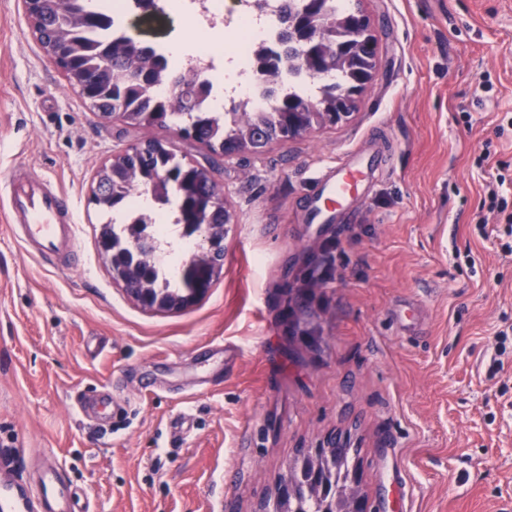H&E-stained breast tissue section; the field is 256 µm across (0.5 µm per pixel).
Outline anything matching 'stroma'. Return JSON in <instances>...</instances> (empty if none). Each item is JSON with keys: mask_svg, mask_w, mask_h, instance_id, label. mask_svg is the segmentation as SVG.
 <instances>
[{"mask_svg": "<svg viewBox=\"0 0 512 512\" xmlns=\"http://www.w3.org/2000/svg\"><path fill=\"white\" fill-rule=\"evenodd\" d=\"M360 7L377 76L349 120L214 156L98 119L22 0H0V184L49 179L76 225L71 267H51L0 199V443L55 454L75 512H260L296 450L332 436L358 449L372 512H512V255L483 206L497 161L512 178V0ZM151 136L213 159L233 214L220 277L178 313L113 279L89 201ZM352 152L387 166L352 217L309 223L312 175ZM330 241L331 279L301 296Z\"/></svg>", "mask_w": 512, "mask_h": 512, "instance_id": "35a3bbf8", "label": "stroma"}]
</instances>
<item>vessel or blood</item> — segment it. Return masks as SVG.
Returning <instances> with one entry per match:
<instances>
[{
	"label": "vessel or blood",
	"instance_id": "obj_1",
	"mask_svg": "<svg viewBox=\"0 0 512 512\" xmlns=\"http://www.w3.org/2000/svg\"><path fill=\"white\" fill-rule=\"evenodd\" d=\"M378 173L376 163L355 154L326 169L315 179L312 217L322 219L343 208ZM0 190L6 195L11 233L24 250L44 263L64 264L75 245L73 211L65 194L34 173L12 175ZM69 501L70 485L53 455L43 457L33 487L12 462L0 461V512H69Z\"/></svg>",
	"mask_w": 512,
	"mask_h": 512
}]
</instances>
